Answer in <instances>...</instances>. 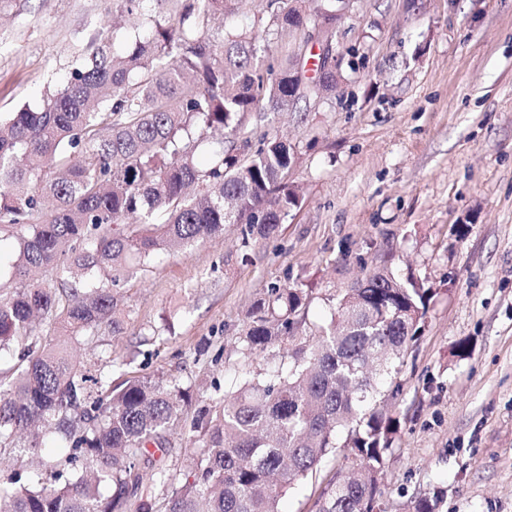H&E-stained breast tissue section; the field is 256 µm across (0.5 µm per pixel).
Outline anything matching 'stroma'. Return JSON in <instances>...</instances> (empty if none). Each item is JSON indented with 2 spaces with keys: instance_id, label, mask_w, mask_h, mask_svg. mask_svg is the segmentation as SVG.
I'll return each mask as SVG.
<instances>
[{
  "instance_id": "obj_1",
  "label": "stroma",
  "mask_w": 512,
  "mask_h": 512,
  "mask_svg": "<svg viewBox=\"0 0 512 512\" xmlns=\"http://www.w3.org/2000/svg\"><path fill=\"white\" fill-rule=\"evenodd\" d=\"M113 0H11L0 14V115L43 106L99 34L123 49L137 25L112 23ZM336 89L310 106L248 114L244 130L295 145L288 181L300 207L266 238L228 224L222 237L154 258L113 291L123 324L101 327L77 360L105 358L127 377L176 382L191 400L151 461L184 476L247 371L253 304L271 284L310 286L309 321L394 260L434 295L398 376L400 427L383 500L401 512L441 491L439 512H512V0H352L333 31ZM469 352L457 356L459 342ZM329 454L278 503L318 512L337 473Z\"/></svg>"
}]
</instances>
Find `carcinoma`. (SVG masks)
<instances>
[{"instance_id":"1","label":"carcinoma","mask_w":512,"mask_h":512,"mask_svg":"<svg viewBox=\"0 0 512 512\" xmlns=\"http://www.w3.org/2000/svg\"><path fill=\"white\" fill-rule=\"evenodd\" d=\"M115 2L143 29L127 51L91 38L87 62L43 108L0 117V242H16L0 289V353L16 358L0 377V449L29 453L47 438L79 465L58 484L25 485L0 468V512H123L132 499L135 512H278L282 494L340 447L353 465L319 512H387L380 484L399 418L378 400L372 368L399 371L432 294L390 265L345 289L330 319L300 339L308 292L271 286L245 339L250 351L272 352L277 369L246 373L216 418L199 415L208 439L185 479L153 470L149 480L166 495L143 499L145 450L163 446L184 391L162 379L115 384L110 358L95 377L69 346L104 324L120 329L112 286L130 260L148 262L226 224L265 238L300 206L302 191L288 184L294 146L263 136L248 154L251 140L240 149L226 130L263 105L288 106L290 69L315 84L314 101L336 88V68L318 55L263 65L272 44L304 41L336 0H312L311 18L299 0H262L269 23L259 17L242 32L214 27L227 0H170L165 27L146 0ZM129 217L142 230H127ZM439 503L420 494L403 512H438Z\"/></svg>"}]
</instances>
